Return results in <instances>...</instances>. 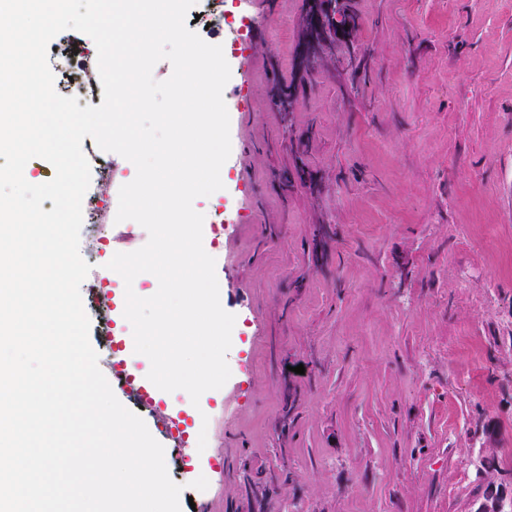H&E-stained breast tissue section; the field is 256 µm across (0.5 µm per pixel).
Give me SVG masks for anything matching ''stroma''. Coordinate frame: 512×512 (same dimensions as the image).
Wrapping results in <instances>:
<instances>
[{"label": "stroma", "instance_id": "stroma-1", "mask_svg": "<svg viewBox=\"0 0 512 512\" xmlns=\"http://www.w3.org/2000/svg\"><path fill=\"white\" fill-rule=\"evenodd\" d=\"M257 3L222 196L193 202L224 226L203 247L231 376L191 451L115 396L181 512L193 464L212 512H477L487 484L512 491V0H354L356 95L344 52L297 68L306 0Z\"/></svg>", "mask_w": 512, "mask_h": 512}]
</instances>
